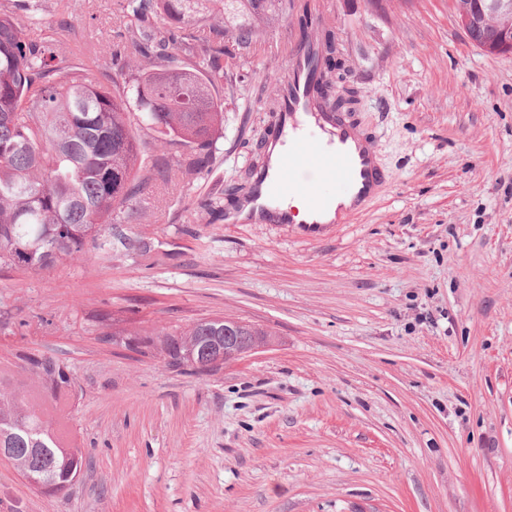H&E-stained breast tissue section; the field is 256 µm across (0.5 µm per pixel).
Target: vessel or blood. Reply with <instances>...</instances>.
<instances>
[{
    "mask_svg": "<svg viewBox=\"0 0 512 512\" xmlns=\"http://www.w3.org/2000/svg\"><path fill=\"white\" fill-rule=\"evenodd\" d=\"M288 78L282 84L263 152L253 163L249 188L228 224H346L384 192L387 176L368 129L347 112L326 106L314 91L321 68L313 42L286 39ZM314 179L302 178V171ZM302 201L281 206L283 197Z\"/></svg>",
    "mask_w": 512,
    "mask_h": 512,
    "instance_id": "obj_1",
    "label": "vessel or blood"
}]
</instances>
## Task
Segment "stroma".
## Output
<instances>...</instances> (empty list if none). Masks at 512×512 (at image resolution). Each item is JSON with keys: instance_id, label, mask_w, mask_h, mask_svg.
Returning <instances> with one entry per match:
<instances>
[{"instance_id": "stroma-1", "label": "stroma", "mask_w": 512, "mask_h": 512, "mask_svg": "<svg viewBox=\"0 0 512 512\" xmlns=\"http://www.w3.org/2000/svg\"><path fill=\"white\" fill-rule=\"evenodd\" d=\"M386 191L348 224H228L288 77L282 21L234 70L208 173L147 187L120 243L0 272V369L56 358L87 464L46 495L0 459V512H512V52L455 0H328ZM89 79L137 54L116 0H38ZM219 201L220 211L204 208ZM230 318L273 346L190 375L112 340Z\"/></svg>"}]
</instances>
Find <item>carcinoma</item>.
Returning <instances> with one entry per match:
<instances>
[{
  "mask_svg": "<svg viewBox=\"0 0 512 512\" xmlns=\"http://www.w3.org/2000/svg\"><path fill=\"white\" fill-rule=\"evenodd\" d=\"M290 0H117L131 44L156 65L120 89L83 77L57 39H30L18 19L0 13V270L44 269L94 248L125 224L136 197L153 178L184 188L209 170L214 136L224 119L215 87L234 91L231 69L288 14ZM322 96L349 111L352 100L329 80L336 42L321 40ZM181 152L175 168L141 151L130 116ZM148 264L157 261L141 237L120 236ZM224 335V319H203L135 339V350L172 368L205 374L191 356ZM35 379L28 389L0 374V448L23 478L66 492L86 464L68 427L74 382L50 356H24Z\"/></svg>",
  "mask_w": 512,
  "mask_h": 512,
  "instance_id": "1",
  "label": "carcinoma"
}]
</instances>
